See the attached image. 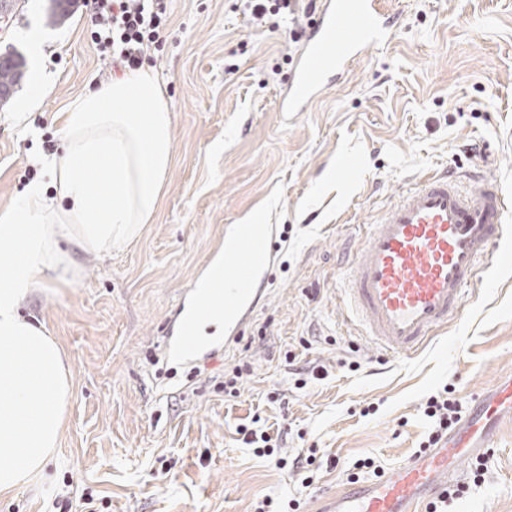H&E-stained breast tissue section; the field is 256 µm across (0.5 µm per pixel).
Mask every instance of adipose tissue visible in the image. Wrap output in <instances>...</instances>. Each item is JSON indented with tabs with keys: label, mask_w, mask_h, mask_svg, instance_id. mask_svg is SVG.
<instances>
[{
	"label": "adipose tissue",
	"mask_w": 512,
	"mask_h": 512,
	"mask_svg": "<svg viewBox=\"0 0 512 512\" xmlns=\"http://www.w3.org/2000/svg\"><path fill=\"white\" fill-rule=\"evenodd\" d=\"M145 103L129 111L132 101ZM172 117L157 78L141 69L75 98L63 114L64 142L46 166L51 187L31 184L0 213V491L36 482L57 448L71 382L62 349L23 318L22 305L65 259V246L108 254L135 238L156 214L173 161ZM216 258L188 306L200 343L223 329L224 300L212 285Z\"/></svg>",
	"instance_id": "ef3b65f1"
}]
</instances>
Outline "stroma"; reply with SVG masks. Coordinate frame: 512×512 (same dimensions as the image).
<instances>
[{
	"instance_id": "35a3bbf8",
	"label": "stroma",
	"mask_w": 512,
	"mask_h": 512,
	"mask_svg": "<svg viewBox=\"0 0 512 512\" xmlns=\"http://www.w3.org/2000/svg\"><path fill=\"white\" fill-rule=\"evenodd\" d=\"M390 42L369 49L305 112L279 109L311 30L254 23L245 0H170L152 68L172 114L174 158L160 207L105 255L70 249L23 307L59 342L72 385L59 444L36 483L0 491V512H255L272 499L322 512L362 457L392 469L430 429L427 397L449 386L464 407L512 376V262L481 271L456 322L411 357L371 345L342 303L368 224L420 178L444 172L474 187L498 180L512 199V0H382ZM50 0H17L0 19V54L25 55L22 82L0 106V212L62 145L60 114L109 73L84 35L85 7L50 24ZM45 38L30 58L27 33ZM48 95L20 111L36 77ZM261 217L255 298L195 362L165 359L179 306L224 247ZM354 352L358 371L342 367ZM326 376L298 386L294 368ZM243 368L240 394L224 380ZM374 413H367V406ZM259 418L278 455L313 448L311 486L256 455L236 428ZM451 512H512V421L484 481Z\"/></svg>"
}]
</instances>
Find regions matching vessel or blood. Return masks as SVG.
<instances>
[{
  "instance_id": "b4317fda",
  "label": "vessel or blood",
  "mask_w": 512,
  "mask_h": 512,
  "mask_svg": "<svg viewBox=\"0 0 512 512\" xmlns=\"http://www.w3.org/2000/svg\"><path fill=\"white\" fill-rule=\"evenodd\" d=\"M381 0H324L281 98L284 112L307 111L350 62L385 45L392 23ZM512 234V202L492 180L470 192L454 176L435 175L405 193L370 225L343 302L369 340L397 356L416 353L437 330L459 318L465 292L481 268L502 261L496 244ZM250 259L224 277V310L241 316L253 296ZM512 418V378L497 383L436 447L376 481L349 485L325 512H418L464 460L493 447L504 417Z\"/></svg>"
}]
</instances>
